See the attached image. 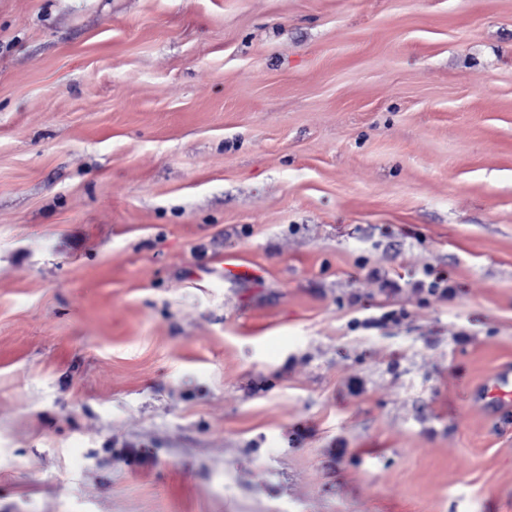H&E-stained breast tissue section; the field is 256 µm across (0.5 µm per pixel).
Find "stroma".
<instances>
[{
    "mask_svg": "<svg viewBox=\"0 0 512 512\" xmlns=\"http://www.w3.org/2000/svg\"><path fill=\"white\" fill-rule=\"evenodd\" d=\"M506 368L512 0H0V512H512Z\"/></svg>",
    "mask_w": 512,
    "mask_h": 512,
    "instance_id": "1",
    "label": "stroma"
}]
</instances>
